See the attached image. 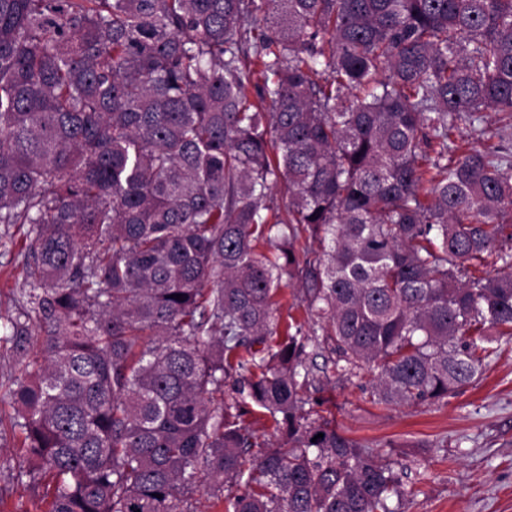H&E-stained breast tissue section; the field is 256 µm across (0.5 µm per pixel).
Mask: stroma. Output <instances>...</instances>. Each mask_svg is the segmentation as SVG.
<instances>
[{"instance_id":"35a3bbf8","label":"stroma","mask_w":512,"mask_h":512,"mask_svg":"<svg viewBox=\"0 0 512 512\" xmlns=\"http://www.w3.org/2000/svg\"><path fill=\"white\" fill-rule=\"evenodd\" d=\"M27 225L0 240V317L16 311L27 284L20 251ZM369 374L327 388L312 417L389 462L406 495L402 512H512V338L472 385L435 404L386 407L369 395ZM20 455L13 441L0 447V486L10 492L0 512H44L28 487L11 483Z\"/></svg>"}]
</instances>
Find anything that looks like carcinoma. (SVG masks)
Returning a JSON list of instances; mask_svg holds the SVG:
<instances>
[{"mask_svg":"<svg viewBox=\"0 0 512 512\" xmlns=\"http://www.w3.org/2000/svg\"><path fill=\"white\" fill-rule=\"evenodd\" d=\"M483 112L499 144L458 145ZM511 138L512 0H0L12 481L46 512H191L199 482L223 512H398L304 391L481 377L512 336ZM249 406L283 434L255 462ZM29 225L15 224L10 227L11 239H0V321L6 322L16 312V300L28 288L24 281L21 256L19 255L26 242ZM298 288L299 286L295 281H292L290 284L288 283V281L283 282L280 294L278 296L279 313L284 320L288 319V313H290L298 322L304 324L303 329L307 330L309 324L307 323V315L304 311L303 306L297 307L296 305H294V307L289 310V307L292 304L298 303V301L295 300L294 298V296L297 294Z\"/></svg>","mask_w":512,"mask_h":512,"instance_id":"1","label":"carcinoma"}]
</instances>
